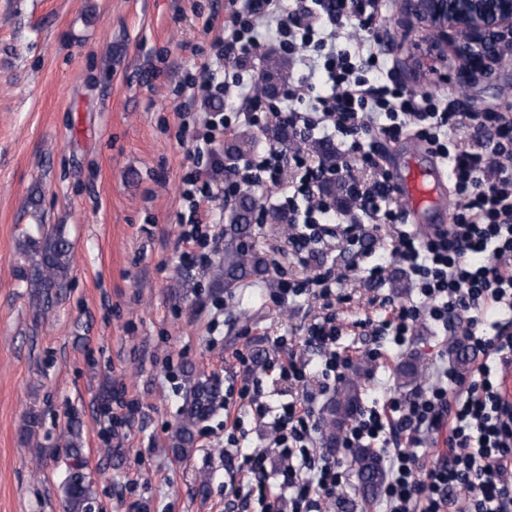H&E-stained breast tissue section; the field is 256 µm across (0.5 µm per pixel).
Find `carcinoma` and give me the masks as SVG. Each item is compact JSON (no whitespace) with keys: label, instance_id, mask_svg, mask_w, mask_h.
Wrapping results in <instances>:
<instances>
[{"label":"carcinoma","instance_id":"carcinoma-1","mask_svg":"<svg viewBox=\"0 0 512 512\" xmlns=\"http://www.w3.org/2000/svg\"><path fill=\"white\" fill-rule=\"evenodd\" d=\"M287 65L286 60L270 53L265 57V73L262 75L256 98L274 96L278 80ZM256 140L251 133L239 131L228 139L227 154L238 158L251 154ZM258 198L246 190L235 199L234 206L224 225V254L216 273V286L230 293L260 278L265 273L264 258L253 250L248 239ZM24 250L35 254L30 271L24 273L25 288L31 298L46 308L52 300L51 291L61 288L68 277L71 265L70 243L63 232V226L50 229L37 225V235L24 234ZM362 368H357L338 390L336 397L326 408L323 416L322 441L333 445L348 425L360 405V377ZM404 386L418 381L421 366L414 357L403 361L396 371ZM189 383L182 408V418L171 437L172 452L177 457H186L194 451L196 428L214 411L221 397L218 382L213 378H202L187 371ZM67 447L72 449L71 469L63 483V494L68 512H91L94 500L92 482L84 474V463L79 448L80 422L72 417L66 428ZM351 470L355 476V491L366 501L380 494L385 483V471L377 453L371 448H355L351 451Z\"/></svg>","mask_w":512,"mask_h":512}]
</instances>
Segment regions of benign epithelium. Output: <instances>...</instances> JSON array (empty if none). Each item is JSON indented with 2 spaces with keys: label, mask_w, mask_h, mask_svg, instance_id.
<instances>
[{
  "label": "benign epithelium",
  "mask_w": 512,
  "mask_h": 512,
  "mask_svg": "<svg viewBox=\"0 0 512 512\" xmlns=\"http://www.w3.org/2000/svg\"><path fill=\"white\" fill-rule=\"evenodd\" d=\"M401 11L431 50H453L466 82L495 80L512 60V0H402Z\"/></svg>",
  "instance_id": "benign-epithelium-1"
}]
</instances>
